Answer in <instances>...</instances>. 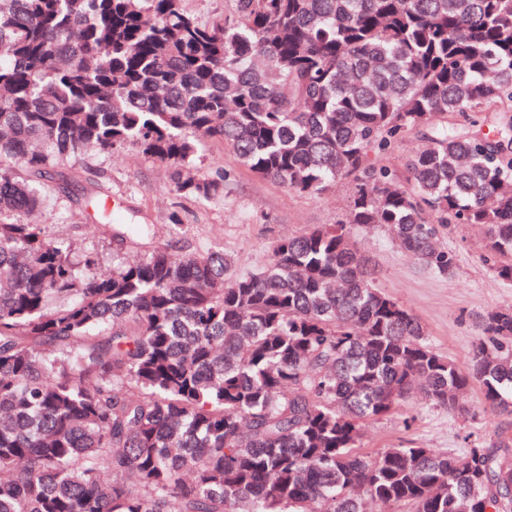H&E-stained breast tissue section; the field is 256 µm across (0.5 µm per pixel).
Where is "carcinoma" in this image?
Instances as JSON below:
<instances>
[{
    "label": "carcinoma",
    "instance_id": "1",
    "mask_svg": "<svg viewBox=\"0 0 512 512\" xmlns=\"http://www.w3.org/2000/svg\"><path fill=\"white\" fill-rule=\"evenodd\" d=\"M234 2L204 22L183 0H0V512H512L511 438L362 449L416 395L466 414L477 383L512 416V308L460 366L351 233L446 274L442 230L477 225L512 282V0ZM412 131L403 173L376 165ZM212 140L290 191L352 180L344 219L246 274L168 243L107 271L26 221L55 191L32 178L89 150L134 147L208 201L220 180L182 169Z\"/></svg>",
    "mask_w": 512,
    "mask_h": 512
}]
</instances>
